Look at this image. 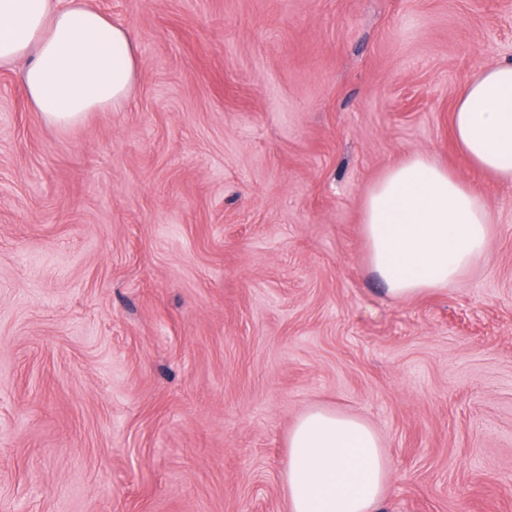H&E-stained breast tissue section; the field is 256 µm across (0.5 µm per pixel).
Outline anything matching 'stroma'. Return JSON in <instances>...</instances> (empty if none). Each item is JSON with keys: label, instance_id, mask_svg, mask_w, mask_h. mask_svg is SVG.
Returning <instances> with one entry per match:
<instances>
[{"label": "stroma", "instance_id": "obj_1", "mask_svg": "<svg viewBox=\"0 0 512 512\" xmlns=\"http://www.w3.org/2000/svg\"><path fill=\"white\" fill-rule=\"evenodd\" d=\"M87 3L138 45L122 108L58 130L0 68V512H290L314 407L380 435L381 512H512V184L450 129L512 0ZM413 152L494 224L397 298L361 202Z\"/></svg>", "mask_w": 512, "mask_h": 512}]
</instances>
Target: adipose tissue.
<instances>
[{
	"label": "adipose tissue",
	"mask_w": 512,
	"mask_h": 512,
	"mask_svg": "<svg viewBox=\"0 0 512 512\" xmlns=\"http://www.w3.org/2000/svg\"><path fill=\"white\" fill-rule=\"evenodd\" d=\"M18 61L28 100L58 129L121 106L140 69L130 33L86 0H0V66ZM451 126L473 167L512 184V63L481 67L466 82ZM362 215L369 264L396 297L452 286L487 252L484 197L428 154L387 170L365 193ZM391 474L378 435L357 417L316 407L290 430V512H374Z\"/></svg>",
	"instance_id": "1"
}]
</instances>
